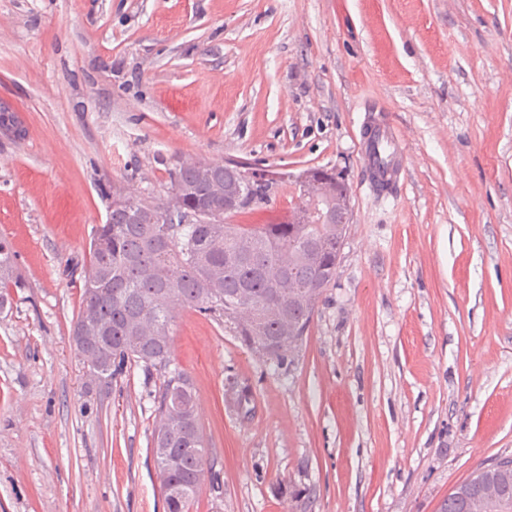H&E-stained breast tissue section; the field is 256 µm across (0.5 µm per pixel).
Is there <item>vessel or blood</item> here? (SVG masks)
<instances>
[{"label": "vessel or blood", "mask_w": 512, "mask_h": 512, "mask_svg": "<svg viewBox=\"0 0 512 512\" xmlns=\"http://www.w3.org/2000/svg\"><path fill=\"white\" fill-rule=\"evenodd\" d=\"M362 165L372 188L387 193L405 170L404 141L387 116H371L362 133Z\"/></svg>", "instance_id": "vessel-or-blood-1"}]
</instances>
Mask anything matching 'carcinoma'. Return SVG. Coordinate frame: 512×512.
<instances>
[{
  "instance_id": "obj_1",
  "label": "carcinoma",
  "mask_w": 512,
  "mask_h": 512,
  "mask_svg": "<svg viewBox=\"0 0 512 512\" xmlns=\"http://www.w3.org/2000/svg\"><path fill=\"white\" fill-rule=\"evenodd\" d=\"M239 172L223 164L202 169L183 164L171 172L172 188L183 190V204L173 210L161 203L135 198V205L114 208L93 234L90 269L82 285L75 324L87 312L110 336L105 344L91 342L78 350L89 375L109 384L129 364L165 373L157 400L158 437L172 422L171 407L183 405V425L168 447L179 449L176 459L157 468L168 512H189L201 480L195 478L204 461L206 444L196 410L191 378L170 369L172 310L194 307L201 314L220 317L234 325L251 351L252 337L265 336L272 350L261 354L280 367L300 351L317 304L335 280L319 281L310 259L314 249L320 262L336 266L347 225L210 224L190 214L224 211V194L215 185L238 180ZM282 184L267 179L247 187L242 209L269 202ZM287 304L288 322L263 313L273 293ZM233 406L246 416L253 410L248 387L234 384ZM496 499L489 512H512V456L495 459L453 488L440 512H470L474 501L485 498L489 487Z\"/></svg>"
}]
</instances>
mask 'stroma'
<instances>
[{"mask_svg": "<svg viewBox=\"0 0 512 512\" xmlns=\"http://www.w3.org/2000/svg\"><path fill=\"white\" fill-rule=\"evenodd\" d=\"M1 105L25 134L0 129V512H166L162 376L95 383L71 333L113 192L166 201L193 161L333 169L351 212L292 365L175 309L207 446L190 512H440L512 455V0H0ZM369 106L405 138L392 194L362 168Z\"/></svg>", "mask_w": 512, "mask_h": 512, "instance_id": "stroma-1", "label": "stroma"}]
</instances>
